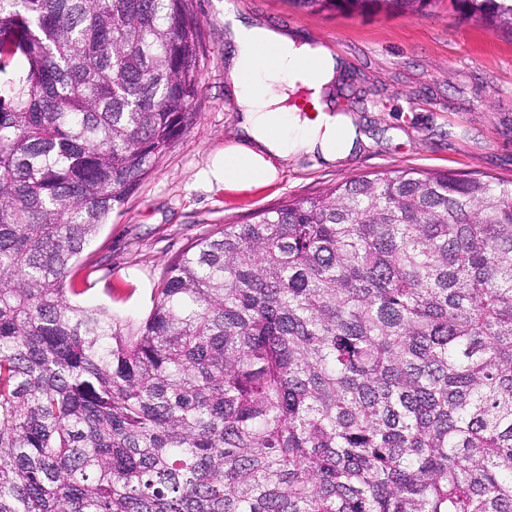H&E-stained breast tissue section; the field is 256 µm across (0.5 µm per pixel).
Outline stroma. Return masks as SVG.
Returning a JSON list of instances; mask_svg holds the SVG:
<instances>
[{
    "mask_svg": "<svg viewBox=\"0 0 512 512\" xmlns=\"http://www.w3.org/2000/svg\"><path fill=\"white\" fill-rule=\"evenodd\" d=\"M228 1L340 58L333 104L365 132L358 152L333 165L289 163L249 190H226L212 177L238 112L226 81ZM193 10L201 27L194 117L89 245L99 265L81 303L142 321L162 271L196 238L350 177L415 168L512 181V35L462 18L449 0L412 17L316 14L293 0H193Z\"/></svg>",
    "mask_w": 512,
    "mask_h": 512,
    "instance_id": "35a3bbf8",
    "label": "stroma"
}]
</instances>
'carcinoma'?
I'll list each match as a JSON object with an SVG mask.
<instances>
[{"mask_svg":"<svg viewBox=\"0 0 512 512\" xmlns=\"http://www.w3.org/2000/svg\"><path fill=\"white\" fill-rule=\"evenodd\" d=\"M200 62L192 0H0V512H512L511 181L347 179L195 240L140 322L72 301Z\"/></svg>","mask_w":512,"mask_h":512,"instance_id":"cac0c4a2","label":"carcinoma"}]
</instances>
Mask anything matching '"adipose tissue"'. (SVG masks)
Returning a JSON list of instances; mask_svg holds the SVG:
<instances>
[{"instance_id": "obj_1", "label": "adipose tissue", "mask_w": 512, "mask_h": 512, "mask_svg": "<svg viewBox=\"0 0 512 512\" xmlns=\"http://www.w3.org/2000/svg\"><path fill=\"white\" fill-rule=\"evenodd\" d=\"M224 21L239 107L235 139L212 171L225 188L267 185L279 165L300 156L332 162L356 149L362 134L326 94L341 66L336 56L234 12ZM299 89L307 104L291 103Z\"/></svg>"}]
</instances>
